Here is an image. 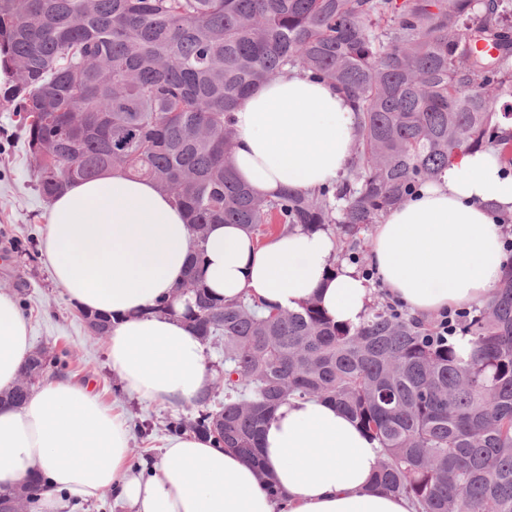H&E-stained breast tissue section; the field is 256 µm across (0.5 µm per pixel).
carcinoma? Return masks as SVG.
<instances>
[{
	"label": "carcinoma",
	"mask_w": 512,
	"mask_h": 512,
	"mask_svg": "<svg viewBox=\"0 0 512 512\" xmlns=\"http://www.w3.org/2000/svg\"><path fill=\"white\" fill-rule=\"evenodd\" d=\"M510 12L512 0H0V46L16 76L0 101L21 113L47 202L121 170L182 207L198 244L210 224L256 235L334 224L362 261L365 227L441 181L459 153L492 147L512 169V140L498 135L512 120ZM288 66L347 91L360 135L340 183L261 197L229 161L233 112ZM186 282L182 316L205 342L224 343V369L197 415L168 421V432L202 434L260 469L275 408L316 396L378 441L375 488L417 512H512V265L446 343L431 341L434 322L386 303L349 326L314 300L268 311L213 299L196 262ZM82 317L107 335L108 317ZM69 357L27 359L10 401L59 376ZM40 487L33 479L9 500L38 512Z\"/></svg>",
	"instance_id": "obj_1"
}]
</instances>
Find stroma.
<instances>
[{
  "instance_id": "stroma-1",
  "label": "stroma",
  "mask_w": 512,
  "mask_h": 512,
  "mask_svg": "<svg viewBox=\"0 0 512 512\" xmlns=\"http://www.w3.org/2000/svg\"><path fill=\"white\" fill-rule=\"evenodd\" d=\"M42 198L21 139L14 112L0 105V289L13 291L26 305L33 346L68 348L65 378L91 381L100 400L114 407L131 427L148 428L147 437L131 440V466L158 457L167 421L194 413V406L165 407L140 402L121 389L107 364L106 347L93 336L77 307L52 281L41 255Z\"/></svg>"
}]
</instances>
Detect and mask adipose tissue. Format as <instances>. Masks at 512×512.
I'll use <instances>...</instances> for the list:
<instances>
[{
    "label": "adipose tissue",
    "instance_id": "obj_1",
    "mask_svg": "<svg viewBox=\"0 0 512 512\" xmlns=\"http://www.w3.org/2000/svg\"><path fill=\"white\" fill-rule=\"evenodd\" d=\"M230 160L256 194L309 191L337 182L359 137L350 97L285 70L234 114ZM512 214V175L490 152L455 157L441 183L388 211L369 254L389 294L418 319L483 306L511 256L500 214ZM42 254L53 280L80 310L108 316L109 368L139 399L192 403L214 374L206 345L180 317L154 312L176 295L195 244L188 217L146 178L121 172L78 181L44 215ZM202 282L214 295L283 309L315 299L338 323L370 311L372 282L336 256L326 230L296 225L259 243L236 224L210 225ZM32 351L28 322L0 291V391L23 376ZM130 429L88 387L65 378L33 387L23 405L0 403V493L45 480L46 512L112 494L127 512H415L405 497L377 490L378 442L333 403L313 397L278 405L262 438L263 470L231 449L185 433L165 440L140 473L127 466ZM280 498L271 497L266 483Z\"/></svg>",
    "mask_w": 512,
    "mask_h": 512
}]
</instances>
